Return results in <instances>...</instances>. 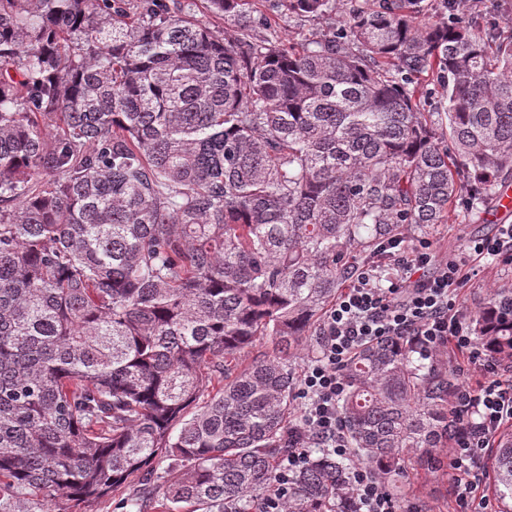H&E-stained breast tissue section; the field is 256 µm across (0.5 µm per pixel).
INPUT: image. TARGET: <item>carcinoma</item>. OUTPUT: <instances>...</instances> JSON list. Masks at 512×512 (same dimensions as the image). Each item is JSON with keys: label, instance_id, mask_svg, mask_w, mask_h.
<instances>
[{"label": "carcinoma", "instance_id": "obj_1", "mask_svg": "<svg viewBox=\"0 0 512 512\" xmlns=\"http://www.w3.org/2000/svg\"><path fill=\"white\" fill-rule=\"evenodd\" d=\"M0 0V512H258L294 440L306 337L359 259L512 176V35L456 0H350L295 45L250 0ZM337 0H273L279 16ZM441 89L426 112L415 84ZM512 357V288L473 316ZM266 351H255L261 342ZM349 443L392 498L462 434L455 378L402 339L343 368ZM512 512V431L487 455ZM283 512H356L322 448ZM137 486L134 487H126L125 489H120L117 492L111 494L107 499L92 507L91 512H126V511H135V509L130 508L129 506L123 508V502H126L128 498H132L136 496L138 493Z\"/></svg>", "mask_w": 512, "mask_h": 512}]
</instances>
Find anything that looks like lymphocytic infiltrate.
I'll list each match as a JSON object with an SVG mask.
<instances>
[{"instance_id": "f902f5d3", "label": "lymphocytic infiltrate", "mask_w": 512, "mask_h": 512, "mask_svg": "<svg viewBox=\"0 0 512 512\" xmlns=\"http://www.w3.org/2000/svg\"><path fill=\"white\" fill-rule=\"evenodd\" d=\"M385 251L391 268L356 269L325 315L319 354L299 380L298 392L305 401L301 431L279 465L267 512H282L288 477L307 463L312 448L350 460L358 512H399L380 481L353 459L339 412L346 390L341 366L360 346L386 336L410 338L427 358L450 350L457 354L461 381L454 404L464 432L448 453L454 512H488L485 497L478 494L480 469L494 435L512 423V360L486 357L464 325L459 294L478 262L512 265V225H500L494 235L471 241L449 258H436L429 244L411 247L400 240L390 242Z\"/></svg>"}]
</instances>
